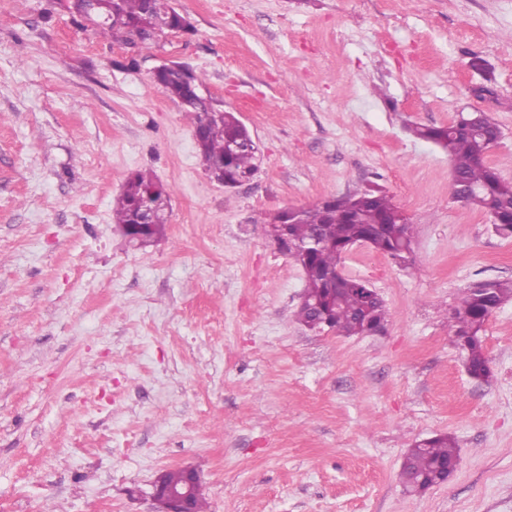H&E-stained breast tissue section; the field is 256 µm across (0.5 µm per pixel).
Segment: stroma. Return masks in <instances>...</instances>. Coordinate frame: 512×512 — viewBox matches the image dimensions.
I'll return each instance as SVG.
<instances>
[{"label": "stroma", "mask_w": 512, "mask_h": 512, "mask_svg": "<svg viewBox=\"0 0 512 512\" xmlns=\"http://www.w3.org/2000/svg\"><path fill=\"white\" fill-rule=\"evenodd\" d=\"M172 3L192 32L132 51L60 0H0V512H154L158 472L186 466L209 512H512V300L485 325L489 381L447 322L462 288L512 280V237L408 131L485 112L512 181V0ZM165 59L248 127L250 181L205 171L152 82ZM138 171L172 190L144 249L112 221ZM374 185L411 258L357 246L342 269L386 332L308 329L303 271L263 223ZM440 433L457 471L406 493L405 452Z\"/></svg>", "instance_id": "1"}]
</instances>
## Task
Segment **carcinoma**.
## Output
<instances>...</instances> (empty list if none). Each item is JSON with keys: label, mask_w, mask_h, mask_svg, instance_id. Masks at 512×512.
Wrapping results in <instances>:
<instances>
[{"label": "carcinoma", "mask_w": 512, "mask_h": 512, "mask_svg": "<svg viewBox=\"0 0 512 512\" xmlns=\"http://www.w3.org/2000/svg\"><path fill=\"white\" fill-rule=\"evenodd\" d=\"M66 8L74 18L92 24L97 34L124 47L137 40L142 44H155L167 32L186 30L181 14L173 16L166 26L157 23V16L168 13V0H67ZM153 81L164 95L181 104L194 133L200 135L198 152L209 174L222 168L224 179L234 181H248L255 175L260 156L250 131L235 113L220 109L216 100L193 93V87L203 83L200 74L194 72L187 76L177 68L158 69L153 73ZM409 131L415 138L436 145L448 155L456 201L483 211L497 234L512 237V182L503 179L487 162L489 151L500 137L497 124L482 114L478 126L470 130L459 117L447 126L413 125ZM237 140L242 142L240 149L230 159H224L226 144ZM159 200L171 201L170 188L151 175L134 173L117 198L112 210L113 223L133 224L141 205ZM399 212L401 209L392 197L378 188L323 199L302 208L301 213L291 219L288 231L296 242L307 244L315 240L319 243L311 254L291 255L306 279L305 303L297 311L298 319L305 326L313 330L320 327V315L314 304L327 301L329 293L324 276L341 265L348 244L367 239L374 249L392 259L409 261L413 225L407 220L395 225V240L383 230L386 219ZM364 287L366 284L357 279L336 285V310L332 321L336 333L363 336L369 323L386 321L388 312L384 301L365 302L359 292ZM510 299L512 280L478 281L461 291L458 304L450 313L448 332L461 347L465 340H470L464 360L468 374L474 379L491 377L482 340L484 327L491 314ZM457 461L456 442L440 434L407 450L400 480L407 489L424 491L443 483L442 467Z\"/></svg>", "instance_id": "obj_1"}]
</instances>
